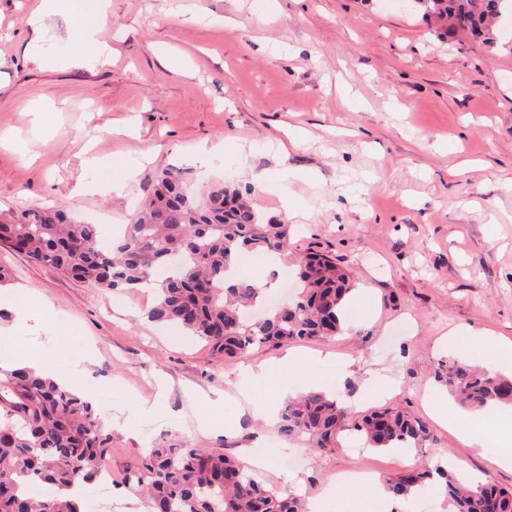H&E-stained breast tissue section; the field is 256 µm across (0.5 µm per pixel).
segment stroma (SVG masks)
<instances>
[{
  "label": "stroma",
  "instance_id": "35a3bbf8",
  "mask_svg": "<svg viewBox=\"0 0 512 512\" xmlns=\"http://www.w3.org/2000/svg\"><path fill=\"white\" fill-rule=\"evenodd\" d=\"M38 0H0V213L59 205L111 229L130 223L157 171L183 169L194 196L233 175L255 205L293 224L294 248L274 297L286 302L290 272L307 250L332 254L354 275L349 332L260 348L227 359L174 326L150 322L146 292L110 293L0 248L9 279L46 306L47 327L10 336L0 314V351L72 358L69 377L110 416L108 468L122 512H145L124 476L140 453L188 443L238 456L277 437L294 376L348 402L351 419L386 406L420 418L431 438L410 462L374 452L384 478L409 465L453 457L467 473L512 487V470L491 465L442 426L427 402L451 397L434 379L440 359L499 365L488 332L512 342V17L492 42L449 31L398 0H110L100 35L110 65L70 59L73 33L57 15L37 28ZM213 150L208 171L200 148ZM95 149L102 165L86 162ZM122 194L112 184L127 169ZM293 172L281 182L280 170ZM273 263V264H276ZM261 257L241 278L270 273ZM455 326L468 335L445 343ZM303 354L293 376L256 380L246 364ZM398 381L370 394V374ZM148 415H141V408ZM297 491L328 497V512H377L360 484L337 475L361 467L348 444L318 454L297 440Z\"/></svg>",
  "mask_w": 512,
  "mask_h": 512
}]
</instances>
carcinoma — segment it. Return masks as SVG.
<instances>
[{
    "label": "carcinoma",
    "mask_w": 512,
    "mask_h": 512,
    "mask_svg": "<svg viewBox=\"0 0 512 512\" xmlns=\"http://www.w3.org/2000/svg\"><path fill=\"white\" fill-rule=\"evenodd\" d=\"M414 3L428 16L483 34L502 0ZM252 193L227 181L198 200L188 193L182 170L164 168L114 247L103 245L100 225L75 221L51 206L0 215V245L106 291L150 288L148 320L178 325L226 357L339 334L354 282L324 253L297 263L301 291L292 302L263 319L244 321L243 310L260 303L263 291L249 280L228 283L231 266L244 252L278 255L293 245L292 225L259 212ZM435 379L471 411L512 404V376L487 367L450 357L440 360ZM348 420L336 395L309 391L282 408L279 434L304 436L316 451L333 453ZM353 430L375 450L430 438L427 426L400 408L366 414ZM111 441L98 405L28 368L11 371L0 380V512H85L84 501L72 502L60 492L93 482L107 467ZM32 478L53 485L55 495L31 498L26 483ZM125 483L147 493L151 512H307L302 496L284 495L235 460L188 445L149 448L127 468ZM387 488L391 499L403 501L437 488L452 512H512V489L487 479L463 481L446 462L390 480Z\"/></svg>",
    "instance_id": "cac0c4a2"
}]
</instances>
